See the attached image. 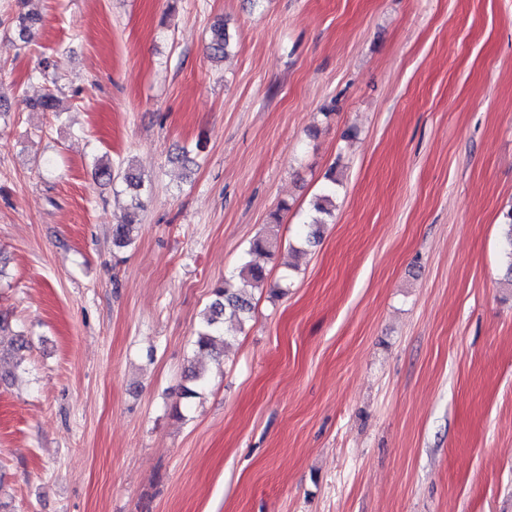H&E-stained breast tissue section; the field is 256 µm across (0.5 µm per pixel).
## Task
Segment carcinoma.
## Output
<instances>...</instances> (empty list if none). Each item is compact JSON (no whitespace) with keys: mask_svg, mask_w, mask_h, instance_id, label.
<instances>
[{"mask_svg":"<svg viewBox=\"0 0 512 512\" xmlns=\"http://www.w3.org/2000/svg\"><path fill=\"white\" fill-rule=\"evenodd\" d=\"M40 22L41 16L36 11L28 10L19 13L14 30L15 41L21 44L29 43ZM230 47V36L224 21L218 20L211 27L210 41L207 46L208 54L212 60L220 61L226 57ZM96 174L109 184L116 180L121 181L131 193L129 219L123 224L116 225L112 233L116 245L127 247L134 242V217L137 210L141 208L139 196L144 187L143 180L129 169L123 173L112 171V164L109 162L97 165ZM327 180L329 184L326 187V193L315 198L307 220L304 222L302 238L308 244L316 242L321 228L333 217V195L336 194V185H338L335 172H330ZM503 226V280L512 286V210L506 213ZM271 247L272 240L269 235L255 238L250 243L247 258L239 266L237 273L214 289L213 300L203 312L202 321L196 331L195 346L199 352L211 355L216 351L217 346L227 343L229 332L224 328L225 319H234L240 325L251 319L252 302L249 290L264 285L267 278L264 258L269 255Z\"/></svg>","mask_w":512,"mask_h":512,"instance_id":"cac0c4a2","label":"carcinoma"}]
</instances>
